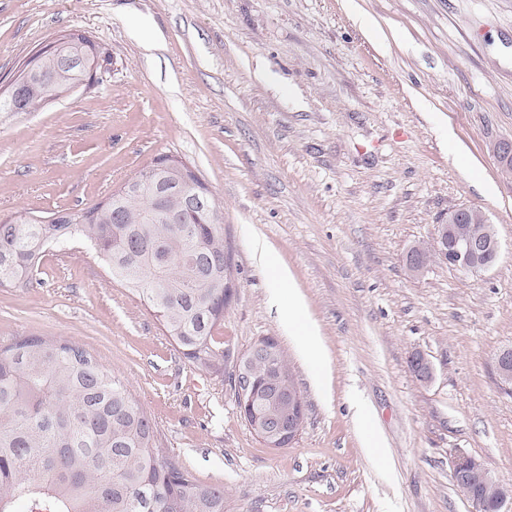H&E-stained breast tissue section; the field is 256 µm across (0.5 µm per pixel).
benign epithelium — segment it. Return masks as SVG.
Returning a JSON list of instances; mask_svg holds the SVG:
<instances>
[{"label": "benign epithelium", "instance_id": "1", "mask_svg": "<svg viewBox=\"0 0 512 512\" xmlns=\"http://www.w3.org/2000/svg\"><path fill=\"white\" fill-rule=\"evenodd\" d=\"M60 47H74L82 58H95L98 52L83 43L80 35L72 34L58 42ZM499 168L512 170V140H503L494 146ZM435 251L448 266L465 275H477L489 270L496 263L501 244L494 225L482 210L471 206H459L448 213V220L439 224L434 244ZM416 376L426 382L432 379V362L422 354L414 356ZM497 373L505 387L512 386V348L501 350L496 357ZM251 355L239 357L235 367L236 388L242 405L253 399L250 376ZM282 406L289 422L273 424L256 414L248 422L251 430L269 448H284L299 435L304 417V401L298 391L288 392ZM455 483L460 493L472 505L473 512H512V487L504 484L488 471L474 456L459 452L452 459Z\"/></svg>", "mask_w": 512, "mask_h": 512}]
</instances>
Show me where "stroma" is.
<instances>
[{"label": "stroma", "instance_id": "obj_1", "mask_svg": "<svg viewBox=\"0 0 512 512\" xmlns=\"http://www.w3.org/2000/svg\"><path fill=\"white\" fill-rule=\"evenodd\" d=\"M73 30L107 71L0 112V222L88 208L162 155L192 166L223 216L225 374L195 368L76 241L46 248L29 287H0V344L88 349L168 458L224 486V512H472L452 479L460 451L512 484V388L496 369L512 347V179L493 152L512 140V0H0V97ZM461 205L495 225L496 265L413 275L406 253ZM257 239L290 271L321 354L282 321ZM266 337L305 403L279 449L247 426L230 379ZM357 399L383 458L363 446Z\"/></svg>", "mask_w": 512, "mask_h": 512}]
</instances>
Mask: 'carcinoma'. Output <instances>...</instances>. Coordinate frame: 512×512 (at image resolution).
<instances>
[{
	"mask_svg": "<svg viewBox=\"0 0 512 512\" xmlns=\"http://www.w3.org/2000/svg\"><path fill=\"white\" fill-rule=\"evenodd\" d=\"M82 60L67 48L46 57L22 92L33 109L58 98ZM119 223L99 203L75 224L19 220L0 224V287L32 283L51 244L79 238L99 253L112 279L143 288L180 352L196 368L224 374V348L214 332L224 320V225L213 223V197L190 210L175 183L152 190L153 168L136 177ZM180 212L170 224L162 211ZM253 408L272 411L276 391L294 375L285 354L253 364ZM225 490L204 485L158 445L151 416L128 388L84 347L28 336L0 346V512H224Z\"/></svg>",
	"mask_w": 512,
	"mask_h": 512,
	"instance_id": "obj_1",
	"label": "carcinoma"
}]
</instances>
